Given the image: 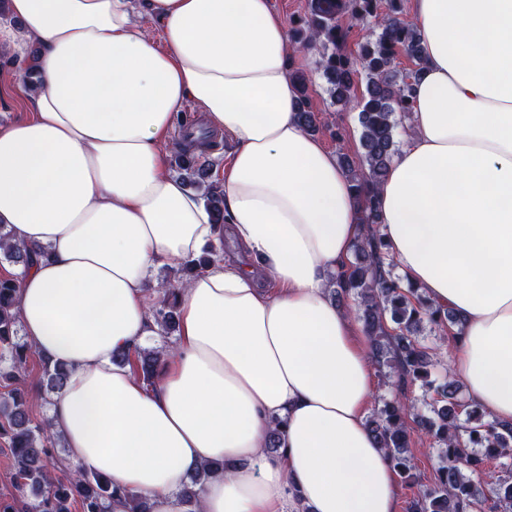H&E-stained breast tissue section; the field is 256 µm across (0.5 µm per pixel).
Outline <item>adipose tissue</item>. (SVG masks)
I'll return each instance as SVG.
<instances>
[{"label":"adipose tissue","instance_id":"obj_1","mask_svg":"<svg viewBox=\"0 0 512 512\" xmlns=\"http://www.w3.org/2000/svg\"><path fill=\"white\" fill-rule=\"evenodd\" d=\"M144 5L161 40L133 0H8L39 54L31 117L0 129V224L50 253L21 272L17 307L37 354L69 371L51 427L151 512H188L181 491L211 461L224 471L200 512H397L367 422L369 340L328 285L364 229L335 153L297 119L286 21L270 0ZM411 21L425 70L378 190L381 233L405 282L458 316L452 373L512 422V0H412ZM188 101L234 144L227 223L266 287L168 172ZM202 257L145 384L113 357L157 331L156 270Z\"/></svg>","mask_w":512,"mask_h":512}]
</instances>
